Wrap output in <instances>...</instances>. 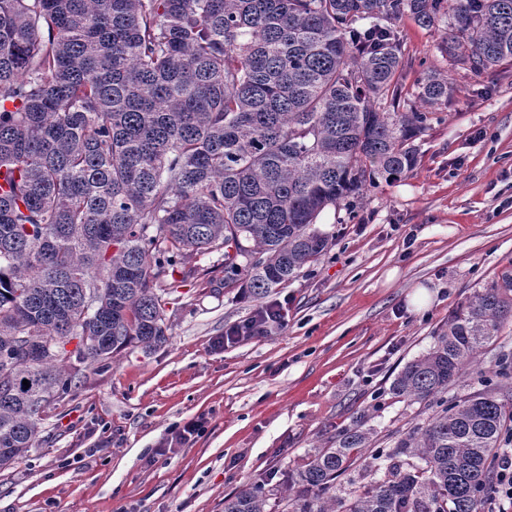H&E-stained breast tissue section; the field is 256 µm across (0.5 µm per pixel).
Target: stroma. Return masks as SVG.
Wrapping results in <instances>:
<instances>
[{"instance_id":"stroma-1","label":"stroma","mask_w":512,"mask_h":512,"mask_svg":"<svg viewBox=\"0 0 512 512\" xmlns=\"http://www.w3.org/2000/svg\"><path fill=\"white\" fill-rule=\"evenodd\" d=\"M398 31L400 111L428 70L458 88L418 138L415 171L369 188L353 215L326 210L328 250L268 298L225 287L220 253L179 258L163 278L169 342L94 366L72 361V390L43 420L37 448L0 469V512H224L225 496L257 481L282 489L345 427L363 424L387 449L435 413L436 403L389 388L475 290L512 271V67L455 70L439 30L405 19ZM421 286L431 302L420 309L410 297ZM282 301L285 325L225 342ZM503 351L512 323L449 397L476 386ZM198 415L203 432L173 442L174 426Z\"/></svg>"}]
</instances>
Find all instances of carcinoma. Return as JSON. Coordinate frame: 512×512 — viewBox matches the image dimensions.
<instances>
[{
  "label": "carcinoma",
  "instance_id": "carcinoma-1",
  "mask_svg": "<svg viewBox=\"0 0 512 512\" xmlns=\"http://www.w3.org/2000/svg\"><path fill=\"white\" fill-rule=\"evenodd\" d=\"M448 21L440 50L480 73L512 65V0H0V448L37 446L95 365L168 342L161 277L186 252L224 255V286L263 297L325 253L328 208L418 162L415 140L455 88L401 93L397 24ZM98 292L86 310V292ZM512 321V273L479 289L391 383L431 401ZM23 336L50 343L36 361ZM78 340L76 350L66 345ZM29 385H23V381ZM481 389L401 433L336 495L372 444L356 424L306 457L282 512H478L512 444V356ZM263 482L224 512H270Z\"/></svg>",
  "mask_w": 512,
  "mask_h": 512
}]
</instances>
